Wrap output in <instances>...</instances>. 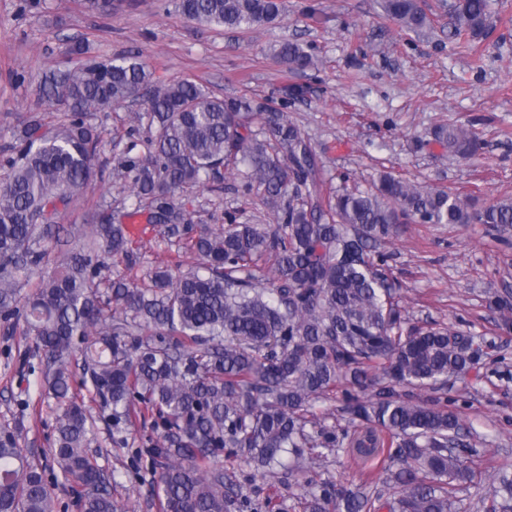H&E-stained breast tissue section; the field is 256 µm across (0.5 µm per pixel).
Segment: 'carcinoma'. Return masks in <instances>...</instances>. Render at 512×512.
<instances>
[{
  "label": "carcinoma",
  "instance_id": "cac0c4a2",
  "mask_svg": "<svg viewBox=\"0 0 512 512\" xmlns=\"http://www.w3.org/2000/svg\"><path fill=\"white\" fill-rule=\"evenodd\" d=\"M495 0H455L452 38L476 39L494 23ZM190 20L250 30L273 23L278 0H178ZM405 31L429 22L419 0H385ZM69 52L76 68L40 85L45 112L20 121L0 155V320L23 323L43 356L41 386L56 402L49 451L81 512H119L114 475L95 463L94 424L84 394L90 386L103 419L121 433L150 424L153 494L160 512H235L243 490L214 465L227 456L267 472L291 455L310 474L303 512H461L456 487L478 473L479 451L462 439L448 400V381L475 368L484 342L439 324L408 326L379 250L408 224L512 227V199L480 209L444 187H424L383 172L369 191L324 187L316 149L276 106L255 107L245 95L217 97L192 80L155 86L135 57L101 60L82 41ZM279 65L305 69L311 57L297 43L272 50ZM146 110L115 120L119 139L90 123L128 101ZM435 140L471 159L481 149L475 124L441 125ZM112 146L114 170L132 203L101 200L80 246L51 256L57 216L97 176ZM237 191L257 199L275 224H197L179 201L221 171ZM146 223L199 268L176 260L148 281L132 274L138 256L125 220ZM126 273L102 277L105 260ZM499 326L512 328V297L498 295ZM147 329L150 338L143 340ZM340 395L351 428L333 430L313 412ZM366 465L392 460L393 499L363 483L353 488L315 479L328 456ZM497 487L483 512H512V474L492 473ZM0 512H55L42 466L0 430Z\"/></svg>",
  "mask_w": 512,
  "mask_h": 512
}]
</instances>
